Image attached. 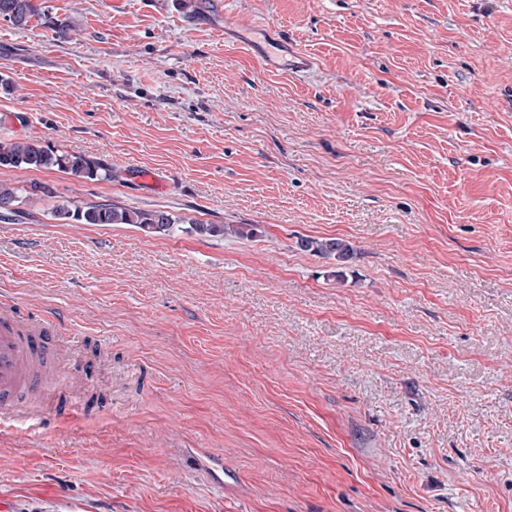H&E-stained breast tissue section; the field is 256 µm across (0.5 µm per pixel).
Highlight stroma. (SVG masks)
Masks as SVG:
<instances>
[{"mask_svg":"<svg viewBox=\"0 0 512 512\" xmlns=\"http://www.w3.org/2000/svg\"><path fill=\"white\" fill-rule=\"evenodd\" d=\"M44 3L0 20V142L112 176L0 170L23 213L0 297L54 317L70 404L0 421V503L512 512V0ZM246 25L317 69L268 71ZM65 201L178 223L66 224ZM301 237L357 255L339 279ZM238 37L240 40L247 42L248 48L258 59L264 63V65H266L265 59L267 58L265 43L277 41L279 42L277 44L280 45L281 51L283 52V57L285 58V66L290 74H304L310 71L313 67L312 58L303 52L299 47L286 41L274 38L270 32L266 33L264 42L250 39L244 32L241 31L238 32ZM191 229L201 237L224 236L234 234L242 239H252L257 234V227L253 224H204L191 220Z\"/></svg>","mask_w":512,"mask_h":512,"instance_id":"stroma-1","label":"stroma"}]
</instances>
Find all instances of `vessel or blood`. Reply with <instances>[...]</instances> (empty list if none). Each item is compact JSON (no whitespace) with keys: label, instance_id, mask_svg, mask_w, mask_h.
I'll use <instances>...</instances> for the list:
<instances>
[{"label":"vessel or blood","instance_id":"1","mask_svg":"<svg viewBox=\"0 0 512 512\" xmlns=\"http://www.w3.org/2000/svg\"><path fill=\"white\" fill-rule=\"evenodd\" d=\"M289 73L304 74L313 67L310 56L288 42L280 44ZM0 302V417H27L49 400L59 379L56 336L50 322L22 330Z\"/></svg>","mask_w":512,"mask_h":512}]
</instances>
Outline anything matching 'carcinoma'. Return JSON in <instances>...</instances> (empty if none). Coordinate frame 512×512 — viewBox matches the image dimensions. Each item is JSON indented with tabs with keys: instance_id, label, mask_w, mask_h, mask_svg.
<instances>
[{
	"instance_id": "obj_1",
	"label": "carcinoma",
	"mask_w": 512,
	"mask_h": 512,
	"mask_svg": "<svg viewBox=\"0 0 512 512\" xmlns=\"http://www.w3.org/2000/svg\"><path fill=\"white\" fill-rule=\"evenodd\" d=\"M38 13L34 0H0V19L17 28L27 26ZM0 167L34 169L37 171H60L76 178L95 180L100 176L112 177V171L104 168L97 159L79 153L52 150L32 141L0 143ZM17 191L0 183V218L15 216ZM54 216L60 220H72L79 224H132L146 233H160L170 230L176 219L163 210L127 208L116 203H95L86 206L61 204ZM191 229L201 237H216L234 234L242 239H251L257 234L255 224H204L190 221ZM298 246L336 262L339 270L336 277L343 276L341 268L350 262L355 251L353 246L342 239L302 238Z\"/></svg>"
}]
</instances>
